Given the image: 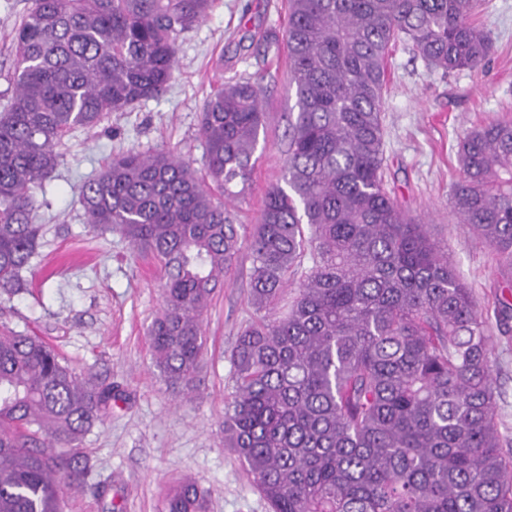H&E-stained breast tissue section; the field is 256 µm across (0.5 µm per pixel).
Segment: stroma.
Instances as JSON below:
<instances>
[{
	"mask_svg": "<svg viewBox=\"0 0 512 512\" xmlns=\"http://www.w3.org/2000/svg\"><path fill=\"white\" fill-rule=\"evenodd\" d=\"M28 6L0 0V111L13 93L12 31ZM476 19L493 42L478 73L445 74L409 45L393 47L382 114L385 183L405 210L426 219L480 306L491 338L496 415L512 441V334L500 332L494 314L499 299L512 300V278L458 222L450 201L466 130L489 117H512V0H480ZM287 22L288 0H216L208 18L180 36L175 78L161 97L109 114L95 129H77L57 147L60 163L37 193L43 236L23 273L27 289L0 292V320L53 344L78 376H96L116 394L83 439L107 491L65 490V512H163L167 490L184 478L203 491L204 512H270L224 445V401L233 390L225 352L254 314L240 277L251 265L248 249L238 255V276L225 279L203 314L201 385L179 397L159 380L147 337L161 309L162 272L118 234L92 230L78 193L111 157L131 149L171 150L204 169L203 105L220 83L246 77L258 81L267 113L250 188L233 211L235 223L250 231L267 190L282 179L288 125L298 110L285 44L261 39L267 31L283 33Z\"/></svg>",
	"mask_w": 512,
	"mask_h": 512,
	"instance_id": "1",
	"label": "stroma"
}]
</instances>
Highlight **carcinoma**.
Segmentation results:
<instances>
[{
    "instance_id": "obj_1",
    "label": "carcinoma",
    "mask_w": 512,
    "mask_h": 512,
    "mask_svg": "<svg viewBox=\"0 0 512 512\" xmlns=\"http://www.w3.org/2000/svg\"><path fill=\"white\" fill-rule=\"evenodd\" d=\"M478 2L289 0L283 37L262 36L286 43L298 112L283 183L247 240L255 317L226 351L224 444L271 512H512L485 321L429 226L384 185L391 45L411 43L445 74L478 71L492 47ZM213 4L31 0L0 112V285L26 287L55 145L165 93L180 33ZM266 121L257 82L222 84L199 125L205 174L169 150H130L79 189L91 229L119 234L163 271L148 337L174 390L199 383L202 316L235 270L231 206ZM459 164L458 222L512 275V120L467 130ZM114 397L39 337L0 326V512H64L63 483L104 492L81 441ZM202 500L181 482L164 512H202Z\"/></svg>"
}]
</instances>
